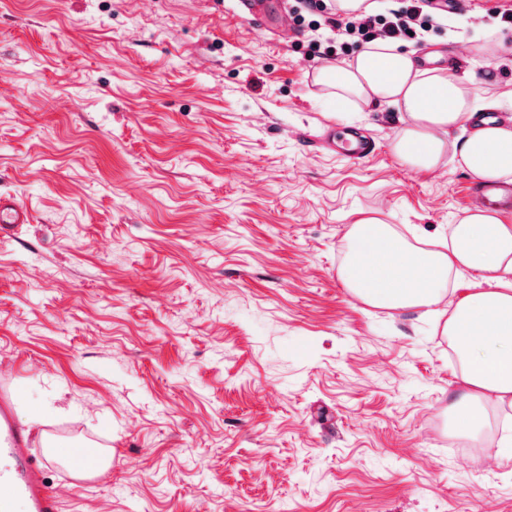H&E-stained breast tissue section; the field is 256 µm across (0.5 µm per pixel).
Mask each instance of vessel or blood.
<instances>
[{"instance_id":"b4317fda","label":"vessel or blood","mask_w":512,"mask_h":512,"mask_svg":"<svg viewBox=\"0 0 512 512\" xmlns=\"http://www.w3.org/2000/svg\"><path fill=\"white\" fill-rule=\"evenodd\" d=\"M332 143L354 158L368 157L374 151L372 141L356 128L335 130ZM31 221L25 205L0 195L1 233ZM20 393L17 387L7 392L0 390V512H16L21 505L27 512H61L60 500L46 482V469L62 465L73 477L89 473L90 468L78 465L75 449L64 443L54 444L49 455H34L30 438L14 415V401Z\"/></svg>"}]
</instances>
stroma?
<instances>
[{
    "mask_svg": "<svg viewBox=\"0 0 512 512\" xmlns=\"http://www.w3.org/2000/svg\"><path fill=\"white\" fill-rule=\"evenodd\" d=\"M512 0L401 39L512 114V54L463 41ZM292 26L236 0H0V381L56 408L61 512H512V407L452 435L458 359L435 320L355 298L354 220L439 239L480 182L413 169L390 109L336 103ZM363 129L376 152L323 146ZM32 222L30 210L13 197L0 195V232L12 231L18 224Z\"/></svg>",
    "mask_w": 512,
    "mask_h": 512,
    "instance_id": "35a3bbf8",
    "label": "stroma"
}]
</instances>
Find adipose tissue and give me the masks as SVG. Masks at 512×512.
Instances as JSON below:
<instances>
[{"label":"adipose tissue","mask_w":512,"mask_h":512,"mask_svg":"<svg viewBox=\"0 0 512 512\" xmlns=\"http://www.w3.org/2000/svg\"><path fill=\"white\" fill-rule=\"evenodd\" d=\"M313 81L340 102L399 112L394 151L421 171L445 155L488 183L512 182V116L473 126L477 111L464 81L423 70L413 52L384 39L353 59L318 69ZM472 272L476 288L455 304L441 328L460 362L463 389L450 406L454 432L474 438L491 404L512 406V223L486 207L465 209L436 248L393 225L363 217L351 224L341 278L367 304L437 313L450 274Z\"/></svg>","instance_id":"obj_1"}]
</instances>
